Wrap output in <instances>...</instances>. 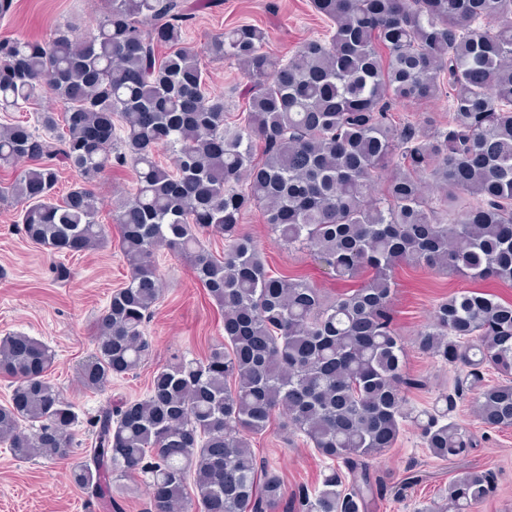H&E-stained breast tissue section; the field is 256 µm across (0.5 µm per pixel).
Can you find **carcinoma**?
<instances>
[{"instance_id":"1","label":"carcinoma","mask_w":512,"mask_h":512,"mask_svg":"<svg viewBox=\"0 0 512 512\" xmlns=\"http://www.w3.org/2000/svg\"><path fill=\"white\" fill-rule=\"evenodd\" d=\"M312 4L332 34L287 58L252 24L196 51L182 46L190 14L181 0H109L82 37L70 28L43 41L0 39V112L30 107L44 85L63 107L37 114L45 136L0 126V168L31 164L0 186L1 202L23 204L31 242L64 254L106 242L92 186L114 166L137 173L116 218L129 277L98 317L84 387L100 390L150 355L156 246L189 263L224 312V342L205 359L172 357L144 398L88 420L93 441L70 476L115 512L118 481L140 473L150 512H275L283 483L258 467L251 439L276 415L329 461L321 488L299 491V512H366L381 491L369 460L395 447L407 421L438 460L476 447L447 419L468 393L484 429L512 427V304L463 291L434 308L418 348L466 375L436 398L445 408L415 414L407 394L424 382L404 371L391 275L406 263L512 283V0ZM203 55L245 71L246 113L228 112L209 89ZM443 96L446 127L393 120L400 107ZM161 151L173 165L156 160ZM61 164L80 182L57 198ZM251 207L281 244L308 250L336 279L369 278L327 299L303 279L270 274L240 232ZM205 232L224 239L222 255L204 246ZM54 362L24 333L0 338V374L13 380L0 442L17 459L71 454L78 415L48 378ZM492 492L489 473L471 469L449 482L448 502L473 512Z\"/></svg>"}]
</instances>
